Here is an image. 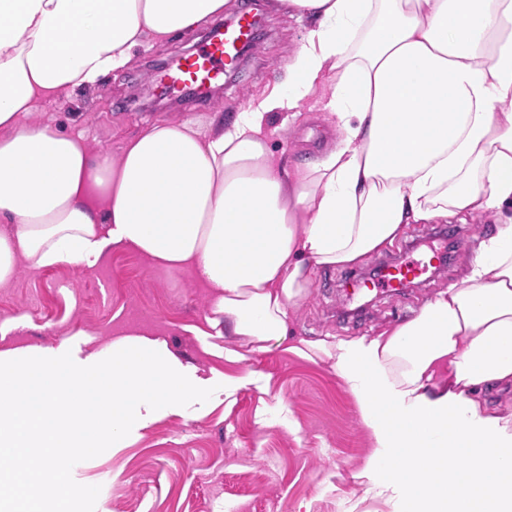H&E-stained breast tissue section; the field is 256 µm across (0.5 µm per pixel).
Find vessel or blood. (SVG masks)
Instances as JSON below:
<instances>
[{
    "label": "vessel or blood",
    "mask_w": 512,
    "mask_h": 512,
    "mask_svg": "<svg viewBox=\"0 0 512 512\" xmlns=\"http://www.w3.org/2000/svg\"><path fill=\"white\" fill-rule=\"evenodd\" d=\"M252 20V15L244 12L231 26H215L199 51L181 58L166 73V81L175 87H199L211 82L224 70L234 67L238 62L239 47L252 37ZM440 260L439 254L431 253L416 261L389 264L375 286L394 295L400 294L406 284L426 275Z\"/></svg>",
    "instance_id": "b4317fda"
}]
</instances>
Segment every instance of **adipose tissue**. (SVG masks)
Returning a JSON list of instances; mask_svg holds the SVG:
<instances>
[{"instance_id": "obj_1", "label": "adipose tissue", "mask_w": 512, "mask_h": 512, "mask_svg": "<svg viewBox=\"0 0 512 512\" xmlns=\"http://www.w3.org/2000/svg\"><path fill=\"white\" fill-rule=\"evenodd\" d=\"M232 0H0V284L19 260L95 266L112 248L211 288L203 336L231 362L286 346L353 396L356 473L393 512H512V0H271L306 19L282 91L201 121H157L119 154L30 121L136 50ZM324 88L335 144L287 163L274 112ZM491 215L462 286L372 336H294L318 270L361 263L410 224Z\"/></svg>"}]
</instances>
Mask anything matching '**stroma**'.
I'll return each instance as SVG.
<instances>
[{"instance_id": "obj_1", "label": "stroma", "mask_w": 512, "mask_h": 512, "mask_svg": "<svg viewBox=\"0 0 512 512\" xmlns=\"http://www.w3.org/2000/svg\"><path fill=\"white\" fill-rule=\"evenodd\" d=\"M264 36L240 69L223 77L207 97L155 103L149 90L160 68L194 52L209 28L172 36L94 86L39 101L31 119L82 135L93 150L119 152L125 139L156 119H199L234 112L268 95L282 80V65L298 48L306 23L274 12L259 0ZM320 93L304 103L296 122L272 113L282 132L271 142L288 162L317 157L336 138L318 110ZM489 217L452 218L445 224H411L381 253L353 268L316 274L307 296L292 309L299 336L374 335L414 316L439 291L461 285L479 237L493 231ZM452 243L447 266L399 296L355 289L365 269L393 259L420 258L429 247ZM353 294L363 305L346 315ZM208 308L205 288L188 272L151 265L132 251L108 252L93 268L31 267L20 262L0 286V348L65 346L100 349L115 335L146 333L165 340L196 364L203 376L238 375L250 368L264 387L239 389L233 402L211 397L193 412H174L140 431L123 448L78 462L73 479L96 485L95 512H389L362 498L352 478L371 450L356 403L336 374L275 348L248 365L224 361L204 349L193 327Z\"/></svg>"}]
</instances>
